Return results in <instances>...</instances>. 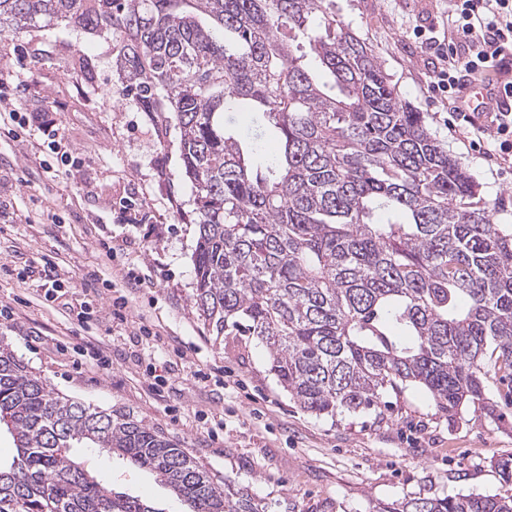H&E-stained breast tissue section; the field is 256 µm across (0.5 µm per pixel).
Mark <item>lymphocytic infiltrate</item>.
I'll list each match as a JSON object with an SVG mask.
<instances>
[{
	"instance_id": "obj_1",
	"label": "lymphocytic infiltrate",
	"mask_w": 512,
	"mask_h": 512,
	"mask_svg": "<svg viewBox=\"0 0 512 512\" xmlns=\"http://www.w3.org/2000/svg\"><path fill=\"white\" fill-rule=\"evenodd\" d=\"M450 28L460 48H449L437 32L425 36L422 44L442 53V66L432 75L435 90L446 95L457 121L472 125L481 136L494 126L492 147L483 149L487 161L512 156V111L487 112L483 117L462 111L459 92L476 71L512 72V0H451Z\"/></svg>"
}]
</instances>
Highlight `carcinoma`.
<instances>
[{
  "instance_id": "carcinoma-1",
  "label": "carcinoma",
  "mask_w": 512,
  "mask_h": 512,
  "mask_svg": "<svg viewBox=\"0 0 512 512\" xmlns=\"http://www.w3.org/2000/svg\"><path fill=\"white\" fill-rule=\"evenodd\" d=\"M119 34L117 92L180 130L182 213L198 225L194 305L218 336H252L317 416L377 410L424 386L453 416L512 384V231L404 101L336 0H0V25ZM258 112L277 145L225 124ZM0 512H159L114 492L74 448L155 473L191 512H260L163 432L50 390L0 346ZM375 512H512V496L409 498Z\"/></svg>"
}]
</instances>
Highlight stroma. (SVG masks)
Wrapping results in <instances>:
<instances>
[{
	"instance_id": "1",
	"label": "stroma",
	"mask_w": 512,
	"mask_h": 512,
	"mask_svg": "<svg viewBox=\"0 0 512 512\" xmlns=\"http://www.w3.org/2000/svg\"><path fill=\"white\" fill-rule=\"evenodd\" d=\"M401 97L479 183L493 220L512 224V162L488 170L448 104L430 92L439 60L418 30L449 26V0H336ZM119 38L66 21L0 32V88L34 116L55 112L74 151L66 173L39 166L36 124L19 139L0 127V340L49 388L100 410H124L162 430L217 480L265 512H372L413 497L512 495L497 460L512 456V402L495 377L488 402L450 416L429 392H386L380 411L319 417L303 411L257 340L209 331L194 303L198 228L180 176V131L113 95ZM58 287H43L45 263ZM142 282L130 285L128 269ZM96 272L93 289L81 286ZM106 359H99V352ZM77 461L157 512H189L156 477L99 448Z\"/></svg>"
}]
</instances>
